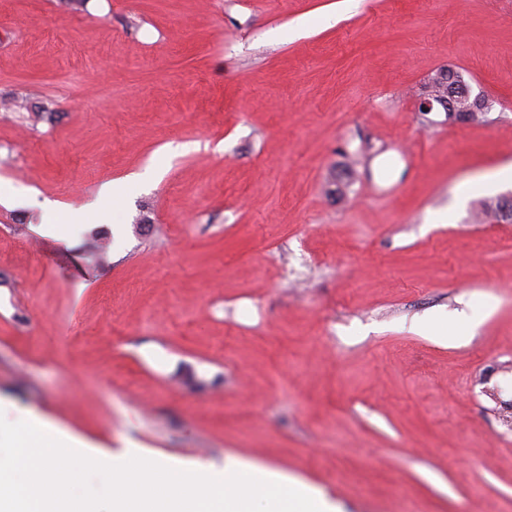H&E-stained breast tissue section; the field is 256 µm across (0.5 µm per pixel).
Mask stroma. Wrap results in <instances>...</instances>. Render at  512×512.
Masks as SVG:
<instances>
[{"instance_id":"stroma-1","label":"stroma","mask_w":512,"mask_h":512,"mask_svg":"<svg viewBox=\"0 0 512 512\" xmlns=\"http://www.w3.org/2000/svg\"><path fill=\"white\" fill-rule=\"evenodd\" d=\"M444 67L484 122L417 112ZM511 163L512 0H0V415L512 512V185L451 204Z\"/></svg>"}]
</instances>
